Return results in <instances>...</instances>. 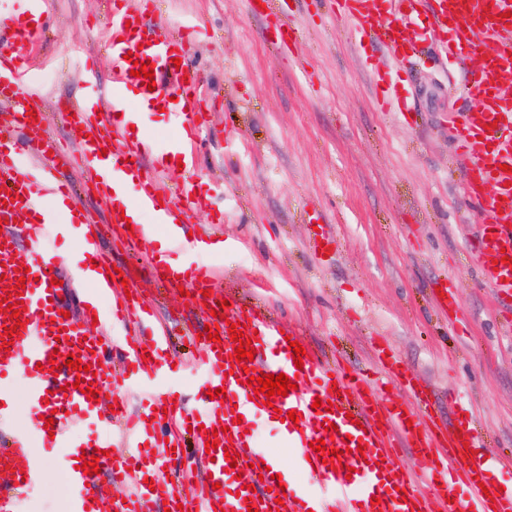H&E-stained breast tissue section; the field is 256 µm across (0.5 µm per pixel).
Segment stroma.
<instances>
[{
    "mask_svg": "<svg viewBox=\"0 0 512 512\" xmlns=\"http://www.w3.org/2000/svg\"><path fill=\"white\" fill-rule=\"evenodd\" d=\"M43 36L31 54L46 109L82 96V62L103 56L108 0H48ZM171 27L200 24L191 61L202 72L212 124L202 130L203 195L224 213V249L211 255L217 291L232 288L296 325L325 353L358 367L368 340L385 334L402 364L438 393L470 401L483 452L512 454V320L470 261L478 214L465 202L454 114L475 99L459 71L436 55L388 74L407 119L379 111L371 70L385 67L376 45L312 10L299 27L296 57L276 48L265 9L243 0H158ZM320 212L338 243L324 257L309 220ZM448 279L465 322L448 330L433 288ZM31 512H69L63 474L45 463Z\"/></svg>",
    "mask_w": 512,
    "mask_h": 512,
    "instance_id": "stroma-1",
    "label": "stroma"
}]
</instances>
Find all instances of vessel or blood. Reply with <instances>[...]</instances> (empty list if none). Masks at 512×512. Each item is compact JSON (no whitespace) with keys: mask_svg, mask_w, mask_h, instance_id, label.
Returning a JSON list of instances; mask_svg holds the SVG:
<instances>
[{"mask_svg":"<svg viewBox=\"0 0 512 512\" xmlns=\"http://www.w3.org/2000/svg\"><path fill=\"white\" fill-rule=\"evenodd\" d=\"M27 2L26 13L11 19L0 36V106L25 112L20 126L0 129V275L6 288L24 283L26 306L13 345L0 344V424L11 413L5 383L18 374L26 380L34 417L28 432L0 440V512H24L42 477L45 450L65 463L70 512H94L101 499L111 500L114 512H156L165 505L182 512H512V477L504 478L502 463L484 456L469 409L459 406L452 421L438 422L431 387L402 366L385 337H373V362L363 369L327 361L309 344L297 363L289 344L300 341V333L282 334L278 317L214 291L216 268L203 258L218 240L192 223L206 205L198 189L197 132L209 113L201 74L188 61L191 27L168 36L146 20L155 0H112L106 41L112 75L107 87H99L97 64L86 58L88 93L58 111L75 133L67 147L50 132L41 91L28 77L34 25L44 18L46 0ZM327 2L336 23L353 25L358 40L394 57L413 54L436 35L441 53L464 64L476 105L458 126L461 182L488 217L473 257L485 284L512 307V98L503 93L512 84V0ZM307 6L308 0H292L278 16L288 53L298 46L292 18ZM138 62L152 63L153 79L133 76ZM134 98L152 111L169 110L171 130L159 147L149 148L132 132ZM33 156L43 161L36 173L23 163ZM77 161L106 213L101 221L87 211L72 219L81 241L74 260L95 264L112 296L105 315L88 307V315L98 318L93 328L63 316L54 284L63 259L29 230L52 221L44 196L72 201L73 190L60 174ZM121 172L133 174L132 184L118 180ZM125 192L131 195L127 206L116 200ZM137 210L153 213L154 223L127 228ZM159 227L167 254L147 253L149 277L169 291H187L190 307L219 341L199 337L191 324L177 329L156 321L135 278L124 281L110 271L105 234L139 250ZM15 319H0V329ZM233 326L256 350L248 364L235 360ZM117 327L125 333L120 380L106 361ZM72 356L85 371L68 366ZM264 373L287 375L292 390L272 398L255 394L249 379ZM88 385L112 391L113 412L83 394ZM130 387L147 399L134 416L122 395ZM220 387L225 395H217ZM318 399L323 407H315ZM291 410L296 420L286 419ZM257 417L274 428L278 447L258 443L251 431ZM77 418L95 424L91 437L71 436L68 424ZM191 427L196 443L188 449L180 433ZM211 437L218 447L209 451ZM318 441L324 453L312 450ZM285 451L296 460L295 472L281 467ZM404 452L420 458L421 471L400 465ZM86 456L97 457L99 473L81 469ZM116 481L126 487L123 496L110 494Z\"/></svg>","mask_w":512,"mask_h":512,"instance_id":"b4317fda","label":"vessel or blood"}]
</instances>
